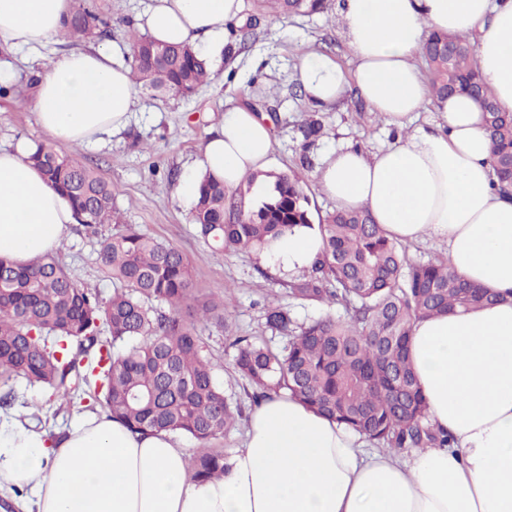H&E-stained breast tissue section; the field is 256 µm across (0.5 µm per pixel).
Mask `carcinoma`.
<instances>
[{"label":"carcinoma","instance_id":"1","mask_svg":"<svg viewBox=\"0 0 512 512\" xmlns=\"http://www.w3.org/2000/svg\"><path fill=\"white\" fill-rule=\"evenodd\" d=\"M324 0H256L276 16L313 14ZM106 22L78 5L62 33L75 41L105 34ZM132 77L141 89L189 97L209 79L203 60L188 47L129 33ZM436 97L467 93L491 100L468 37L432 32L424 46ZM494 174L512 186V113L492 105L485 113ZM30 161L70 202L78 223L113 225L101 241V270L112 278V296L77 284L59 258L47 255L25 266L0 258V377L41 385L69 403L81 385L105 415L150 435L190 437L198 451L190 463L200 481L224 476V454L208 444L237 429L246 414L224 392L217 365L198 323L229 331L232 291L197 301L181 315L192 292L184 254L132 224L119 223L112 187L77 150L38 144ZM301 177L274 176L267 193L245 204L227 195L209 175L192 209L199 234L218 253L261 254L297 227H313ZM323 247L310 268L288 282L289 296L342 306L347 318L297 322L290 310L270 304L265 328L288 339L280 351L237 336L234 369L259 401L287 393L315 412L354 430L373 446L449 447L448 432L434 427L417 383L407 344L415 322L497 299L452 271L445 259L411 263L406 248L389 238L365 211L335 209L318 224ZM168 310H163L162 306ZM106 328L109 337L101 336Z\"/></svg>","mask_w":512,"mask_h":512}]
</instances>
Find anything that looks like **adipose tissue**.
<instances>
[{"label": "adipose tissue", "instance_id": "1", "mask_svg": "<svg viewBox=\"0 0 512 512\" xmlns=\"http://www.w3.org/2000/svg\"><path fill=\"white\" fill-rule=\"evenodd\" d=\"M71 8L72 0H0V44H46ZM241 9L242 0H152L135 28L214 53L225 45V21ZM341 30L354 69L305 54L308 101L329 105L356 89L400 136L372 155L337 151L316 175L320 191L337 207L368 210L397 242L445 244L457 274L501 296L411 331L430 420L454 447L420 448L406 459L369 453L358 434L282 395L254 406L223 478L199 482L174 434L144 436L89 414L53 438L18 420L0 423V491L31 490L36 512H512V191L496 184L479 103L434 97L418 65L431 32L465 35L485 87L512 112V0H344ZM134 105L131 70L109 43L54 59L30 100L51 140L67 146L124 128ZM430 108L439 123L413 125ZM31 150L24 142L0 148V258L17 264L57 251L75 221L69 201L29 162ZM274 161L265 118L233 106L176 192L187 204L200 174L234 189ZM321 250L318 230L301 228L264 255L295 271Z\"/></svg>", "mask_w": 512, "mask_h": 512}]
</instances>
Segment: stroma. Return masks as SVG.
Segmentation results:
<instances>
[{"mask_svg": "<svg viewBox=\"0 0 512 512\" xmlns=\"http://www.w3.org/2000/svg\"><path fill=\"white\" fill-rule=\"evenodd\" d=\"M108 22L107 42L119 45L123 62H131L127 25L135 21L149 0H86ZM343 0H327L324 12L288 17L256 16L252 0H243L239 18L227 21L233 56L210 58V83L190 97H156L137 91V103L129 124L98 145L80 148L82 159L112 187L121 221L132 224L159 241L177 246L192 270V296L203 299L233 288L235 306L232 330L214 325L202 327L224 390L245 407H252L245 380L232 365V342L238 336H264V312L268 302L288 307L297 320L332 314L343 317L341 307L326 308L294 301L288 295V275L278 273L255 254L217 255L196 233L190 207L175 194L180 175L191 167L209 132L219 124L224 110L239 105L267 116L275 138V172L302 171L304 189L310 199L312 220L334 208L317 187L315 173L337 149L353 146L372 154L393 144L396 131L355 95L329 107L312 106L306 99L298 69L299 57L307 52L327 56L345 71L354 60L340 30ZM256 17L250 38H241L242 19ZM73 41L57 37L31 52L12 50L9 62L0 61V73L10 82L37 75L42 65L74 49ZM319 120L321 134L306 138L309 120ZM48 136L23 101L0 97V147L24 141L36 144ZM111 225L90 231L70 227L58 257L73 279L95 287L101 298L112 294V282L100 266V239ZM10 394L8 406L0 407V422L17 418L41 423L44 431L60 433L80 415L90 412L88 397L62 403L58 395L16 379L0 384V395Z\"/></svg>", "mask_w": 512, "mask_h": 512, "instance_id": "obj_1", "label": "stroma"}]
</instances>
